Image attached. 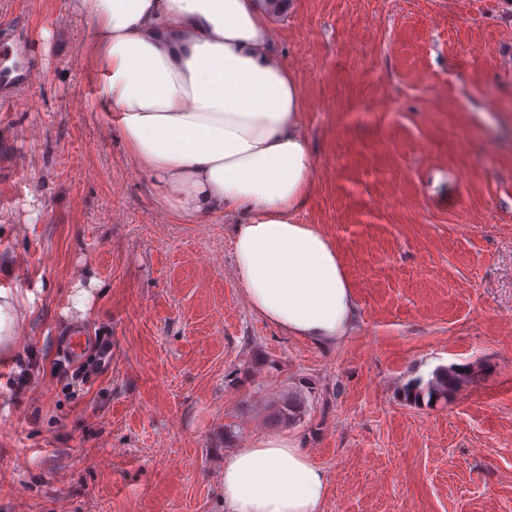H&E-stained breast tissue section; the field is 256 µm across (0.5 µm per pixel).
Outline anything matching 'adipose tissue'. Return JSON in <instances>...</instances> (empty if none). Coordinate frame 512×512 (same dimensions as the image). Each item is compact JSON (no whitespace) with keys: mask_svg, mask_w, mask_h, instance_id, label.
I'll list each match as a JSON object with an SVG mask.
<instances>
[{"mask_svg":"<svg viewBox=\"0 0 512 512\" xmlns=\"http://www.w3.org/2000/svg\"><path fill=\"white\" fill-rule=\"evenodd\" d=\"M98 102L162 206L185 224L233 213V260L252 311L320 347L352 330L340 257L299 213L314 162L305 100L272 51L262 0H74ZM224 512H323L324 470L290 437L224 459Z\"/></svg>","mask_w":512,"mask_h":512,"instance_id":"1","label":"adipose tissue"}]
</instances>
